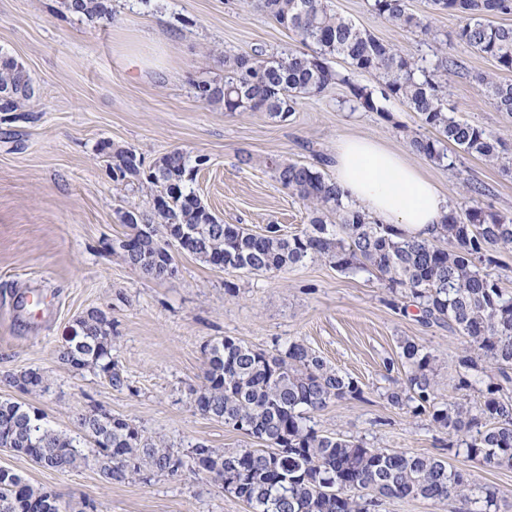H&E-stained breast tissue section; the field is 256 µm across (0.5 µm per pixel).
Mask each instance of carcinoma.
<instances>
[{"mask_svg":"<svg viewBox=\"0 0 512 512\" xmlns=\"http://www.w3.org/2000/svg\"><path fill=\"white\" fill-rule=\"evenodd\" d=\"M434 10L457 16L459 42L492 58L499 69L512 72V25L492 18L512 14V0H430ZM252 6L294 32L312 47L290 49L265 58L258 53L224 57V79L194 82L198 98L226 112H264L283 120L297 110L299 98L320 95L335 85L349 89L352 101L367 112L388 119L386 103L402 100L416 112L428 134L409 140L413 153L455 167L460 149L499 165L512 178V160L502 140L485 128L454 116L442 77L455 62L446 56L427 60L396 52L389 44L333 12L325 0H251ZM66 10L90 21L112 19L109 0H64ZM371 8L403 28L430 33V22L410 12L407 0H371ZM341 56L350 70L339 71L330 59ZM368 74L378 86L361 85L352 75ZM480 90L501 112L512 114V81L475 75ZM0 89L12 92L0 112H15L34 93L28 70L10 55H0ZM121 174L139 176L132 149L112 151ZM207 158H190L181 150L164 154L145 175L153 199L170 192V182L185 191L165 206L153 205L130 223L141 239L128 263L153 278L159 251H169L175 238L189 232L198 242L194 256L211 265L224 261L231 271L281 272L315 256L336 271L356 276L375 271L393 294L412 298L426 324L446 323L466 338L458 356L457 390L471 387L469 372L486 363L503 380L512 367V293L488 268L493 253L512 248V217L474 201L464 214L450 210L439 234L420 238L391 224L378 222L349 201L335 180L312 166L271 158L267 167L282 188L306 201L309 225L286 236L277 225L250 233L238 224H224L210 212L190 183ZM336 216L339 224L329 223ZM62 363L92 368L110 386L125 384L112 362V322L91 309L77 320L74 333L58 351ZM404 379L392 380L387 399L393 406L428 412L431 421L456 437L465 458L488 466L512 467V399L491 381L482 402L473 407L464 397L440 402L435 396V359L413 340L400 345ZM45 377L37 369L9 376L23 393L40 390ZM362 388L352 377L327 365L309 346L290 341L272 351L253 349L232 337L207 350L204 385L193 406L204 416L256 439L258 448L219 451L202 443L191 448L193 464L222 483L224 491L246 503L251 512H375L387 498H422L441 502L457 498L467 512H499V491L480 485L466 470L433 456L406 450L373 448L362 439L324 434L310 425V414L331 403L357 399ZM81 435L73 437L48 427L42 416L23 405L0 400V447L29 458L38 454L44 468L66 473L82 464L94 465L106 480L176 474L183 458L169 446L146 437L127 420L95 409L80 418ZM39 503L43 512H66L62 498L35 486L17 473L0 469V512H29Z\"/></svg>","mask_w":512,"mask_h":512,"instance_id":"obj_1","label":"carcinoma"}]
</instances>
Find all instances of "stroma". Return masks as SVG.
Listing matches in <instances>:
<instances>
[{
    "mask_svg": "<svg viewBox=\"0 0 512 512\" xmlns=\"http://www.w3.org/2000/svg\"><path fill=\"white\" fill-rule=\"evenodd\" d=\"M429 17L449 58V101L458 116L502 137L512 151V114L497 110L477 87V74L497 75L496 63L456 37L458 19L435 13L429 0H407ZM331 9L405 56L425 52L422 35L393 25L368 0H327ZM111 20L67 13L63 0H0V49L23 63L34 95L18 111L0 112V400L35 409L56 431L77 434L78 418L102 408L145 435L187 452L251 446L223 421L200 415L193 389L204 383L211 343L233 337L255 349L304 341L330 366L359 381L361 398L313 415L316 429L364 439L369 446L447 460L500 491V512H512V468L458 455L446 430L425 414L388 403L386 364L398 361L404 339L435 357L437 396L457 397V357L465 340L444 324L418 321L414 306H396L377 277L342 274L323 258L275 273L239 274L193 256H174L165 279L129 265L118 243L130 234L121 213L150 211L147 184L113 170L103 143L134 149L144 167L180 149L209 162L192 187L224 223L250 232L276 224L286 234L309 222V210L277 184L269 158L300 162L333 176L337 143L376 142L417 167L450 207L482 203L512 216V179L498 166L461 155L455 168L414 154L417 115L398 100L389 117L353 106L347 87L301 99L287 120L262 112H227L202 102L194 81L224 75V57L280 53L296 35L245 0H111ZM102 311L112 323V359L123 389L96 370L62 364L58 349L77 319ZM30 368L47 379L24 393L6 377ZM0 467L61 494L73 512H249L206 474L183 469L146 480L107 482L95 466L58 473L0 449Z\"/></svg>",
    "mask_w": 512,
    "mask_h": 512,
    "instance_id": "35a3bbf8",
    "label": "stroma"
}]
</instances>
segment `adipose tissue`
<instances>
[{
    "label": "adipose tissue",
    "instance_id": "obj_1",
    "mask_svg": "<svg viewBox=\"0 0 512 512\" xmlns=\"http://www.w3.org/2000/svg\"><path fill=\"white\" fill-rule=\"evenodd\" d=\"M335 180L350 200L386 224L408 234L437 235L449 213L446 198L400 156L372 141H340L334 157Z\"/></svg>",
    "mask_w": 512,
    "mask_h": 512
}]
</instances>
